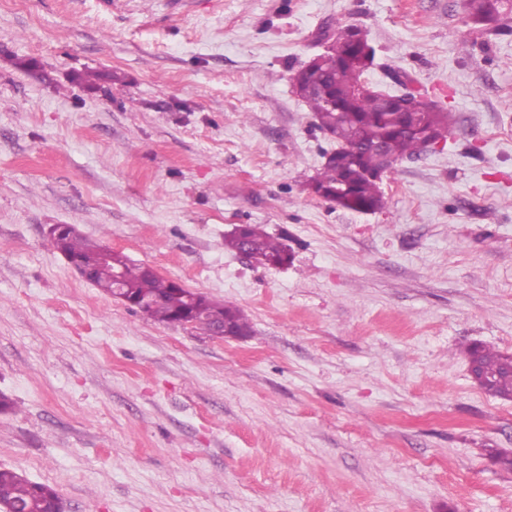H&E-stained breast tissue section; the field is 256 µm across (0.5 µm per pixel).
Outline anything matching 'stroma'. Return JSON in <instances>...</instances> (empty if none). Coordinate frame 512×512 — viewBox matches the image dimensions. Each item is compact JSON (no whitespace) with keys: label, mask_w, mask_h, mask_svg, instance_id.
<instances>
[{"label":"stroma","mask_w":512,"mask_h":512,"mask_svg":"<svg viewBox=\"0 0 512 512\" xmlns=\"http://www.w3.org/2000/svg\"><path fill=\"white\" fill-rule=\"evenodd\" d=\"M356 25L450 112L385 205L312 195L334 144L293 77ZM75 226L242 310L240 339L164 325L85 282ZM238 224L294 261L224 247ZM512 18L463 0H0V468L65 512H512ZM508 2H510V11H512L511 0H466L465 4L468 16L473 23L483 26L501 21ZM250 245V263L268 268L287 266L292 261L288 245L269 235L260 224H245ZM464 352L469 362L475 360L481 365L483 379L479 387L495 397L511 400L512 355L493 351L480 344H469Z\"/></svg>","instance_id":"1"}]
</instances>
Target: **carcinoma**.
Listing matches in <instances>:
<instances>
[{
    "mask_svg": "<svg viewBox=\"0 0 512 512\" xmlns=\"http://www.w3.org/2000/svg\"><path fill=\"white\" fill-rule=\"evenodd\" d=\"M510 1L465 0V4L473 23L483 26L501 21ZM348 34L347 26L338 30L336 48L324 52L312 72L298 71L296 93L310 105L317 128L336 141V149L325 155L327 163L313 178L316 191L324 193L330 202V193L340 184L345 189L340 207L357 213L362 210L375 213L384 207L383 193L372 178V172L381 165V158L368 150L355 154L346 149L342 131H348L361 141L383 137L386 156L396 161L419 156L426 138L447 142L452 127L451 113L434 105L419 115L411 114L393 104L383 103L377 92H358L365 70L357 62L346 61ZM319 81L329 84L331 99L303 93L304 85ZM244 234L250 245V263L268 268L291 263L288 245L269 235L262 225L247 224ZM59 248L92 271V285L113 297L116 296L115 271L122 269L129 293L154 299L146 315L159 323L172 324L189 312L193 327L207 334L225 321L239 332H250L249 319L239 309L205 296L195 299L192 292L175 281L148 273L145 265L137 264L123 254L107 261L104 259L105 247L75 231L62 239ZM465 353L469 360L481 365L480 388L495 397L511 400L512 355L480 344L467 345ZM59 498L58 490L49 484L31 482L13 470L0 469V504L12 506L15 512H50Z\"/></svg>",
    "mask_w": 512,
    "mask_h": 512,
    "instance_id": "cac0c4a2",
    "label": "carcinoma"
}]
</instances>
